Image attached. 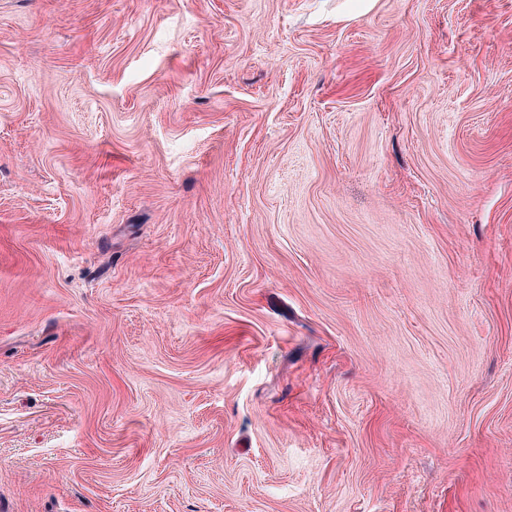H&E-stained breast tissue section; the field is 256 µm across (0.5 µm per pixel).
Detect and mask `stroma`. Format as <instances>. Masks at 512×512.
Listing matches in <instances>:
<instances>
[{"instance_id":"35a3bbf8","label":"stroma","mask_w":512,"mask_h":512,"mask_svg":"<svg viewBox=\"0 0 512 512\" xmlns=\"http://www.w3.org/2000/svg\"><path fill=\"white\" fill-rule=\"evenodd\" d=\"M0 512H512V0H0Z\"/></svg>"}]
</instances>
